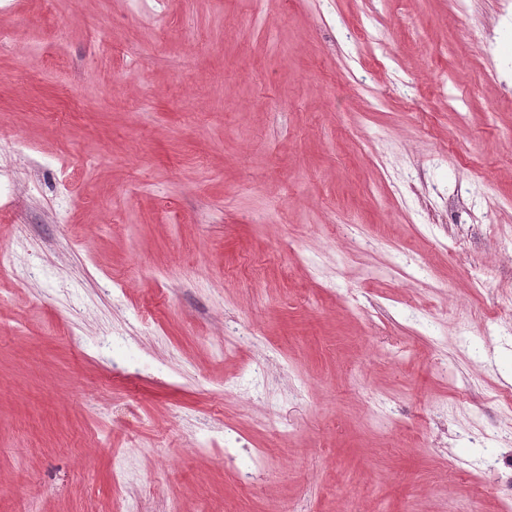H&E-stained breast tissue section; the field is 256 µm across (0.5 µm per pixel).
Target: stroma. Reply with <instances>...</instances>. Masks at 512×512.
Instances as JSON below:
<instances>
[{
	"label": "stroma",
	"instance_id": "stroma-1",
	"mask_svg": "<svg viewBox=\"0 0 512 512\" xmlns=\"http://www.w3.org/2000/svg\"><path fill=\"white\" fill-rule=\"evenodd\" d=\"M0 29V512L512 507V0Z\"/></svg>",
	"mask_w": 512,
	"mask_h": 512
}]
</instances>
